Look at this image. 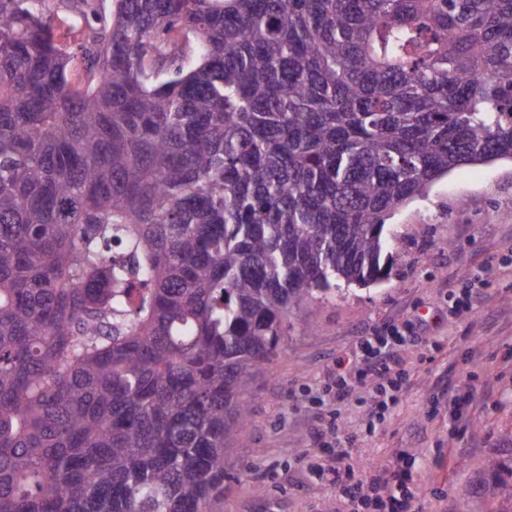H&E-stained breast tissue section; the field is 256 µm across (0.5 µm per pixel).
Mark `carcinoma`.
Instances as JSON below:
<instances>
[{
    "mask_svg": "<svg viewBox=\"0 0 512 512\" xmlns=\"http://www.w3.org/2000/svg\"><path fill=\"white\" fill-rule=\"evenodd\" d=\"M0 0V512H214L288 316L512 160V0Z\"/></svg>",
    "mask_w": 512,
    "mask_h": 512,
    "instance_id": "obj_1",
    "label": "carcinoma"
}]
</instances>
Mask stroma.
<instances>
[{
  "label": "stroma",
  "mask_w": 512,
  "mask_h": 512,
  "mask_svg": "<svg viewBox=\"0 0 512 512\" xmlns=\"http://www.w3.org/2000/svg\"><path fill=\"white\" fill-rule=\"evenodd\" d=\"M387 228L388 280L342 288L290 314L270 370L252 382L250 417L228 453L217 512H338L335 487L312 480L299 460L333 411L342 433L358 436L357 467L383 464L394 448L416 456L424 512H512L499 493L502 473L488 467L512 458V161L455 169ZM469 272L486 279L483 300L474 316L451 318L448 285ZM404 321L429 342L404 351L413 384L374 434L361 433L354 404H313L358 337ZM472 350L478 359L471 364ZM451 388L473 395L462 432L447 402L428 404Z\"/></svg>",
  "instance_id": "1"
}]
</instances>
